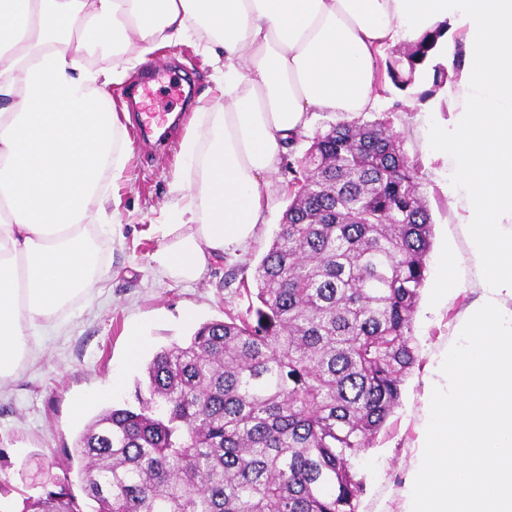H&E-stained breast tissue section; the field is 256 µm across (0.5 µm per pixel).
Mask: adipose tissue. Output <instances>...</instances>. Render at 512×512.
Wrapping results in <instances>:
<instances>
[{
  "label": "adipose tissue",
  "mask_w": 512,
  "mask_h": 512,
  "mask_svg": "<svg viewBox=\"0 0 512 512\" xmlns=\"http://www.w3.org/2000/svg\"><path fill=\"white\" fill-rule=\"evenodd\" d=\"M462 42L435 154L459 190L478 295L428 383L404 512H512V0H0V381L37 329L108 276L92 207L131 158L106 91L198 35L224 105L180 151L160 274L192 282L265 221L286 140L376 102L382 47L439 24ZM111 47V67L91 57Z\"/></svg>",
  "instance_id": "adipose-tissue-1"
}]
</instances>
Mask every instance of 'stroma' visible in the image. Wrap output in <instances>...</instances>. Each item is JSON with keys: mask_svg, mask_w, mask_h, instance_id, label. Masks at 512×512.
<instances>
[{"mask_svg": "<svg viewBox=\"0 0 512 512\" xmlns=\"http://www.w3.org/2000/svg\"><path fill=\"white\" fill-rule=\"evenodd\" d=\"M147 63L161 73L150 106L163 117H177L178 125L164 148L146 141L132 145L119 205L95 216L96 223L112 227L99 239L109 278L62 310L37 336L30 358L0 384V512H21L26 499L44 494L47 479L38 474L36 461L54 457L78 471V460L67 454L79 433L106 408L136 406L135 390L145 385L154 352L186 342L201 323L245 312L255 299L254 270L288 207L290 176L283 166L274 179L267 222L248 244L226 249L194 282L156 272L150 258L164 242L170 184L178 170L190 168L179 144L196 123L198 104L219 105L224 95L217 67L198 37L153 53ZM453 95L450 81L422 102L413 90L383 83L375 107L365 114L388 122L403 152L417 164L433 236L413 325L419 363L405 381L401 405L356 462L366 485L360 512H402L425 421V378L456 341L457 326L477 296L466 226L448 189V167L432 151L433 131L447 124ZM447 250L458 258L460 282L457 292L440 303L433 288L439 258ZM135 327L142 349L133 358L129 333ZM82 401L88 407L75 415L73 407Z\"/></svg>", "mask_w": 512, "mask_h": 512, "instance_id": "obj_1", "label": "stroma"}]
</instances>
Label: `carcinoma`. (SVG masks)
<instances>
[{
    "instance_id": "obj_1",
    "label": "carcinoma",
    "mask_w": 512,
    "mask_h": 512,
    "mask_svg": "<svg viewBox=\"0 0 512 512\" xmlns=\"http://www.w3.org/2000/svg\"><path fill=\"white\" fill-rule=\"evenodd\" d=\"M425 32L386 60L405 90L448 78ZM290 203L255 269L257 305L156 352L148 396L109 408L74 455L93 512H359L354 461L400 405L432 221L381 120L343 121L288 162ZM23 512H85L68 472Z\"/></svg>"
}]
</instances>
